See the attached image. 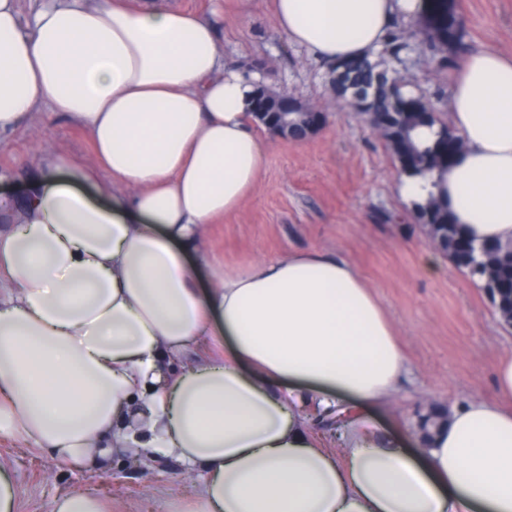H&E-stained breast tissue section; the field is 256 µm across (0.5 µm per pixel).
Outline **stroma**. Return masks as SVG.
I'll return each instance as SVG.
<instances>
[{
	"label": "stroma",
	"mask_w": 512,
	"mask_h": 512,
	"mask_svg": "<svg viewBox=\"0 0 512 512\" xmlns=\"http://www.w3.org/2000/svg\"><path fill=\"white\" fill-rule=\"evenodd\" d=\"M168 2L215 15L226 66L262 63L274 93L325 114L323 125L301 142L280 140L258 127L265 158L256 185L235 212L202 228L195 267L204 287H213L218 275L296 250L341 254L385 307L407 359L404 389L393 414H379L380 423L412 445L418 418L430 405L449 409L473 398L496 399L495 369L512 357V325L497 315L480 282L426 238L412 207L396 192L400 165L385 140L337 99L313 55L277 31L271 0ZM453 3L468 49L489 47L512 57V0ZM427 19L423 13L415 22H401L410 50L398 69L410 92L444 114L449 72L422 52ZM44 148L81 163L95 161L85 130L43 111L0 136V197L19 192L24 177L39 167ZM0 460L21 490L17 512H46L51 498L68 489L110 499L112 512H160L162 499L190 501L200 490L196 475L168 459L143 465L128 455L89 471L57 465L32 443L0 439Z\"/></svg>",
	"instance_id": "35a3bbf8"
}]
</instances>
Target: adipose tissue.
Returning <instances> with one entry per match:
<instances>
[{"label": "adipose tissue", "mask_w": 512, "mask_h": 512, "mask_svg": "<svg viewBox=\"0 0 512 512\" xmlns=\"http://www.w3.org/2000/svg\"><path fill=\"white\" fill-rule=\"evenodd\" d=\"M419 0H275L277 28L325 67L379 50ZM219 28L159 0H0V133L41 109L85 129L112 174L50 154L0 209V437L68 467L135 450L200 474L163 512H512V358L499 399L432 427L421 454L370 417L406 378L379 300L317 249L200 288L202 225L255 186L263 146ZM463 149L443 200L468 238L512 243V59L472 52L450 85ZM204 336L219 358L185 359ZM333 425L340 451L313 422Z\"/></svg>", "instance_id": "adipose-tissue-1"}]
</instances>
